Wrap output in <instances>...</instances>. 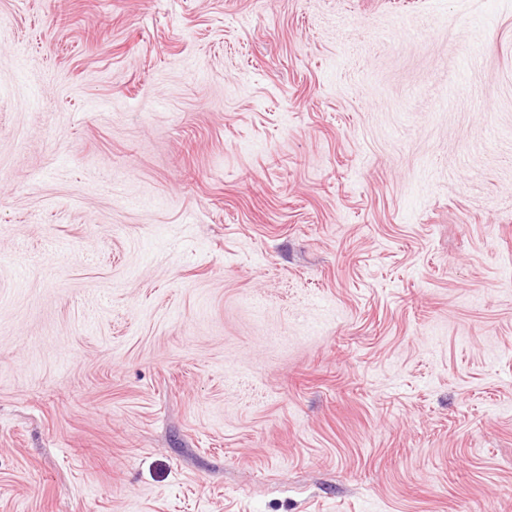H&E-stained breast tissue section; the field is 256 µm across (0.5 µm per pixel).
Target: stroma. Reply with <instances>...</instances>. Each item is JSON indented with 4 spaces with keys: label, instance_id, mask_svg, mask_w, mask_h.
<instances>
[{
    "label": "stroma",
    "instance_id": "obj_1",
    "mask_svg": "<svg viewBox=\"0 0 512 512\" xmlns=\"http://www.w3.org/2000/svg\"><path fill=\"white\" fill-rule=\"evenodd\" d=\"M0 512H512V0H0Z\"/></svg>",
    "mask_w": 512,
    "mask_h": 512
}]
</instances>
